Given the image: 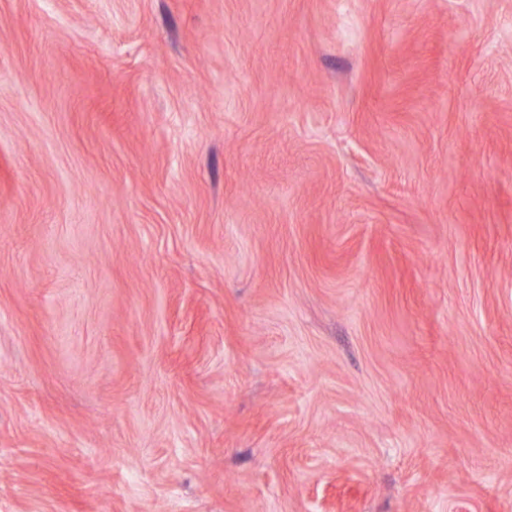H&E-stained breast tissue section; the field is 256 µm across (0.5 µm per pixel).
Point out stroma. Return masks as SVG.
<instances>
[{
    "label": "stroma",
    "mask_w": 512,
    "mask_h": 512,
    "mask_svg": "<svg viewBox=\"0 0 512 512\" xmlns=\"http://www.w3.org/2000/svg\"><path fill=\"white\" fill-rule=\"evenodd\" d=\"M0 512H512V0H0Z\"/></svg>",
    "instance_id": "35a3bbf8"
}]
</instances>
